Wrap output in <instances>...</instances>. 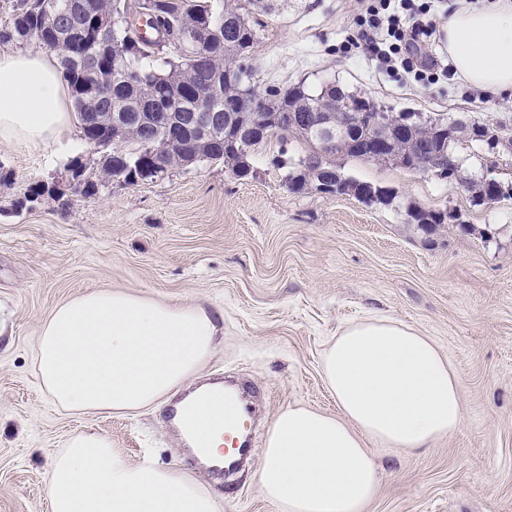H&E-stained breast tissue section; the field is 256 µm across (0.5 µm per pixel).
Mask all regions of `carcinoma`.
Masks as SVG:
<instances>
[{
    "mask_svg": "<svg viewBox=\"0 0 512 512\" xmlns=\"http://www.w3.org/2000/svg\"><path fill=\"white\" fill-rule=\"evenodd\" d=\"M83 0H21L10 18L0 22V45L34 42L55 53L66 78L77 114L84 112H122L126 115V131L120 137L125 161L113 158V152L99 153L96 168L82 171L83 195L98 193L105 182L122 178L120 172L149 164L153 148L164 132L179 128L196 111L200 93L218 85L212 111L224 116V123L214 128L209 143L201 148L187 145L172 156V171L188 170L200 162L220 161L231 166L232 173L245 178L250 173V150L260 145L240 133L227 113L251 94L265 100H279L291 106L298 101L310 105L300 108L302 116L313 108L331 113L336 123L345 113L336 111L338 99H346L362 112H382L384 108L372 99L326 84L316 92L304 85H271L258 90L252 84L250 54L257 41L258 21H252L237 7L238 0H98L94 10L112 19L110 46L101 51L94 34V16L81 8ZM63 25L70 35L58 39L54 31ZM108 79L110 91L102 95L99 85ZM448 124L438 117L416 127L414 141L429 145L436 130ZM241 140L247 151L225 157V145ZM358 160L381 164L361 152L360 144L345 143L335 158L322 169L334 176H345L337 160ZM319 175L308 165L288 167L285 183L294 194L318 183ZM57 199L62 193L57 186L36 183L28 187L23 207L44 197ZM411 223L431 234L444 225L429 220L427 210L407 209Z\"/></svg>",
    "mask_w": 512,
    "mask_h": 512,
    "instance_id": "1",
    "label": "carcinoma"
}]
</instances>
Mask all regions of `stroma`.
Listing matches in <instances>:
<instances>
[{
	"instance_id": "1",
	"label": "stroma",
	"mask_w": 512,
	"mask_h": 512,
	"mask_svg": "<svg viewBox=\"0 0 512 512\" xmlns=\"http://www.w3.org/2000/svg\"><path fill=\"white\" fill-rule=\"evenodd\" d=\"M354 0H276L253 49L258 88L333 83L391 112L446 113L512 130V103L475 99L443 78L416 84L361 47ZM269 138L235 177L203 162L169 179L98 194L67 192L68 161L53 149L0 145V512H49L52 455L80 433L111 438L133 463L149 460L195 477L219 512H275L258 465L215 479L172 436L162 407L70 416L40 388L34 347L41 322L87 290L121 289L212 311L218 336L197 382L225 374L260 391L256 440L275 416L301 404L336 413L320 373L326 344L367 316H388L430 337L458 375L464 422L414 451L369 444L380 484L364 512H512V197L483 205L453 181L366 162L345 174L393 189V205H366L313 189L291 193ZM462 173L512 182V156L460 146ZM62 200L15 207L29 185ZM447 210L472 225L427 235L405 210ZM492 241H485L484 232Z\"/></svg>"
}]
</instances>
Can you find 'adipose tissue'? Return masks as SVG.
I'll use <instances>...</instances> for the list:
<instances>
[{
  "instance_id": "adipose-tissue-1",
  "label": "adipose tissue",
  "mask_w": 512,
  "mask_h": 512,
  "mask_svg": "<svg viewBox=\"0 0 512 512\" xmlns=\"http://www.w3.org/2000/svg\"><path fill=\"white\" fill-rule=\"evenodd\" d=\"M442 44L454 79L512 99V0H450ZM71 92L54 55L0 52V144L68 150ZM212 312L122 290L92 289L41 323L36 368L53 404L73 415L137 411L193 381L215 348ZM321 373L337 414L291 405L271 422L259 461L276 512H364L379 486L367 448L417 450L463 423L459 380L429 337L373 316L336 336ZM190 421L208 432L201 462L224 458L228 419L188 397ZM50 512H217L213 494L178 469L130 463L110 438L70 437L46 477Z\"/></svg>"
}]
</instances>
